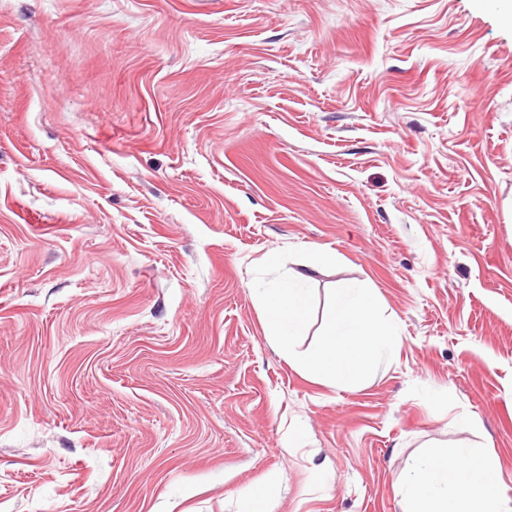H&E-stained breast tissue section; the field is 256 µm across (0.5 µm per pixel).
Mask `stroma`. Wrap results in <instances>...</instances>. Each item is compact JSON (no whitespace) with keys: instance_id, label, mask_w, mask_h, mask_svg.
Returning <instances> with one entry per match:
<instances>
[{"instance_id":"stroma-1","label":"stroma","mask_w":512,"mask_h":512,"mask_svg":"<svg viewBox=\"0 0 512 512\" xmlns=\"http://www.w3.org/2000/svg\"><path fill=\"white\" fill-rule=\"evenodd\" d=\"M503 0H0V512H403L491 448L512 499ZM372 288L391 360L288 363L253 269Z\"/></svg>"}]
</instances>
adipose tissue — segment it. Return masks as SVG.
Instances as JSON below:
<instances>
[{
  "mask_svg": "<svg viewBox=\"0 0 512 512\" xmlns=\"http://www.w3.org/2000/svg\"><path fill=\"white\" fill-rule=\"evenodd\" d=\"M486 448L431 449L410 464L400 492L404 512H512Z\"/></svg>",
  "mask_w": 512,
  "mask_h": 512,
  "instance_id": "1",
  "label": "adipose tissue"
}]
</instances>
